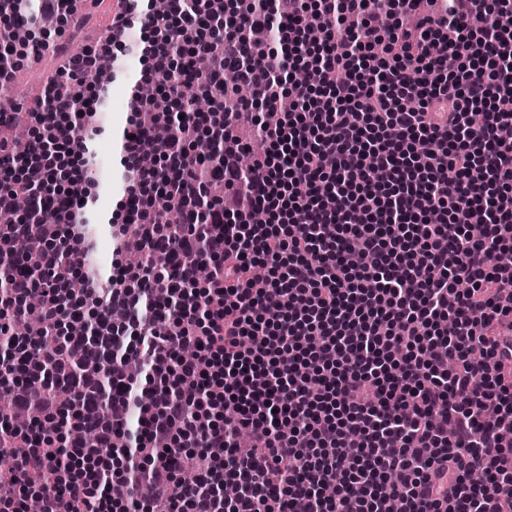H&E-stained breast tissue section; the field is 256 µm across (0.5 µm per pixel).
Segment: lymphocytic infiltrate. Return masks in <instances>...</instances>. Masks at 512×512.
<instances>
[{"label": "lymphocytic infiltrate", "instance_id": "f902f5d3", "mask_svg": "<svg viewBox=\"0 0 512 512\" xmlns=\"http://www.w3.org/2000/svg\"><path fill=\"white\" fill-rule=\"evenodd\" d=\"M27 3L0 0V55L29 49ZM168 3L156 15L126 0L103 54L71 56L32 111L35 135L6 136L16 115L0 111V211L28 194L0 225L14 268L0 337L41 297L0 364V512L30 499L38 512H503L512 0H442L411 30L423 0H239L232 15L224 0ZM135 12L154 94L131 98L102 279L83 263L86 169L52 177L59 158L86 156L72 118L91 117L90 78L100 57L125 55ZM228 69L251 99L225 85ZM298 70L319 83H296ZM193 95L219 123L203 128ZM77 278L94 322L72 311ZM64 416L90 440L46 430ZM227 481L240 487L229 503Z\"/></svg>", "mask_w": 512, "mask_h": 512}]
</instances>
